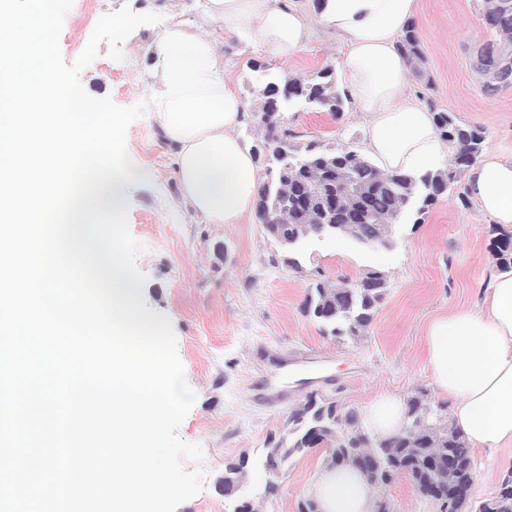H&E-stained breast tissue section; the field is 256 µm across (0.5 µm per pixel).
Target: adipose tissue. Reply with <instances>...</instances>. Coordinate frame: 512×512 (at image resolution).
Listing matches in <instances>:
<instances>
[{
    "label": "adipose tissue",
    "instance_id": "adipose-tissue-1",
    "mask_svg": "<svg viewBox=\"0 0 512 512\" xmlns=\"http://www.w3.org/2000/svg\"><path fill=\"white\" fill-rule=\"evenodd\" d=\"M417 0H322L319 22L344 53L346 93L364 121V154L381 171L419 176L445 166L453 147L432 112L408 94L410 69L397 42ZM206 15L280 58L307 44L311 22L294 0H208ZM219 32L172 21L159 31L148 70L149 112L177 151L182 202L210 224H239L255 205L259 182L252 154L235 136L245 112L224 66ZM469 196L480 213L512 228V154H488L469 166ZM425 362L451 424L471 448L512 444V268L494 269L480 300L432 319ZM364 420L385 439L404 423L400 397L385 392ZM310 491L320 512H375L376 492L348 466H326Z\"/></svg>",
    "mask_w": 512,
    "mask_h": 512
}]
</instances>
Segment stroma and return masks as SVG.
Segmentation results:
<instances>
[{"label":"stroma","instance_id":"obj_1","mask_svg":"<svg viewBox=\"0 0 512 512\" xmlns=\"http://www.w3.org/2000/svg\"><path fill=\"white\" fill-rule=\"evenodd\" d=\"M130 4L137 12L178 18L212 29L203 0H73L64 17L59 46L64 62L74 65L101 16ZM425 55L422 75L412 77L409 93L418 102L433 100L463 123L482 129L483 151L512 149V87L486 95L472 69V57L489 38L478 0H417L413 18ZM158 26L140 27L124 43L123 60L109 57L100 45L93 62L79 75L86 91L107 97L120 107L142 103L141 83L148 70ZM224 64L249 112L260 111L262 89L270 77L311 76L322 67H340L342 48L336 37L314 25L308 46L282 59L228 33H221ZM285 127L301 141L362 148V116L349 106L342 119L294 104L283 110ZM126 148L143 180L127 192L128 224L142 250L136 269L145 277L148 308L165 314L176 337L185 379L196 402L177 433L203 450L201 461H185L200 473L202 488L177 512H234L239 496L262 498V512H299L309 499V486L325 466L327 451L315 448L292 456L276 473L262 462L269 435L282 434L292 405L302 401L304 366L296 364L287 382L288 403L270 407L257 397L259 386L276 387V373L257 351L267 347L288 358L298 351L326 357L333 384L317 394L363 411L375 396L392 392L408 397L416 389H432L425 365L423 337L427 323L454 308L475 303L493 265L489 253L490 220L476 205L454 204L465 182L450 188L423 220L407 215L394 226L391 246L355 244L339 236L303 244L304 264L330 277L356 278L369 271L387 275L389 288L367 336L333 338L307 316L302 303L309 278L285 264H270L282 249L270 241L255 217L240 224H208L180 201L174 150L164 142L150 116L127 129ZM226 249L218 260L216 247ZM247 456L253 466L239 494L228 495L219 478L226 462ZM472 504L491 499L500 475L512 468V445L471 454ZM279 491L264 497L267 482Z\"/></svg>","mask_w":512,"mask_h":512}]
</instances>
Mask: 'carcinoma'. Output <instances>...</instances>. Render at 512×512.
<instances>
[{"mask_svg": "<svg viewBox=\"0 0 512 512\" xmlns=\"http://www.w3.org/2000/svg\"><path fill=\"white\" fill-rule=\"evenodd\" d=\"M480 10L491 39L478 50L472 67L484 78V92L492 95L512 86V68L498 70L501 59L512 60V0H480ZM399 49L411 71L421 74L424 52L414 24L401 35ZM264 97L262 111L248 116L272 161L267 168L271 180L259 186L255 213L265 233L288 252L307 239L326 236L390 245L397 220L407 213L421 217L429 212L482 151V130L460 123L431 100L437 128L456 147L448 167L434 173L387 174L352 146L288 142L290 134L279 118L285 106L300 103L338 120L346 112L348 99L330 65L309 78L270 81ZM489 252L494 263L512 266V233L492 229ZM387 288V276L380 271L336 281L319 273L309 285L303 310L323 335L358 338L369 333ZM442 411L427 391L418 389L406 399L403 427L389 438L376 439L363 430L356 411L311 392L289 412L288 432L269 436L263 468L273 473L295 454L324 448L329 465L359 469L376 490L405 477L425 497L444 504L447 512H512V471L500 478L496 495L476 508L463 495L472 483L471 448ZM249 472L244 456L226 464L224 490H238Z\"/></svg>", "mask_w": 512, "mask_h": 512, "instance_id": "cac0c4a2", "label": "carcinoma"}]
</instances>
